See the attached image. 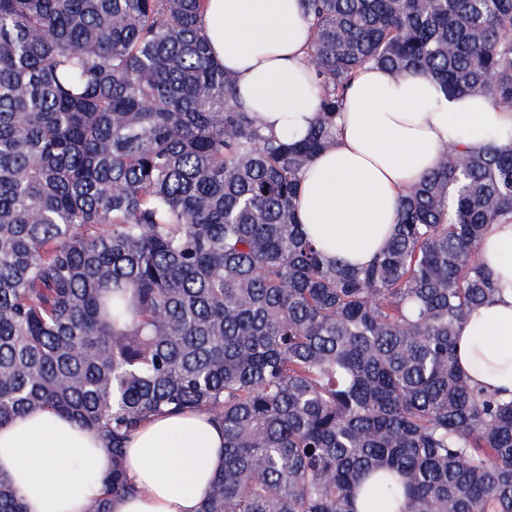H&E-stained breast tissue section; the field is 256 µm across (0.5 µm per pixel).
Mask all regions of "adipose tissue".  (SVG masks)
<instances>
[{
	"instance_id": "ef3b65f1",
	"label": "adipose tissue",
	"mask_w": 512,
	"mask_h": 512,
	"mask_svg": "<svg viewBox=\"0 0 512 512\" xmlns=\"http://www.w3.org/2000/svg\"><path fill=\"white\" fill-rule=\"evenodd\" d=\"M203 32L212 57L234 78L239 103L267 133L305 136L317 120V91L301 0H207ZM335 140L306 164L298 197L303 231L328 258L353 266L382 251L407 191L447 147L471 152L492 136L512 141V108L445 96L427 73L395 75L368 65L337 117ZM478 256L497 288L472 310L457 339L460 368L489 390L512 396V221L490 225ZM224 460V430L205 412L151 416L126 446L132 495L107 498L110 512H198ZM108 465L96 432L50 409L0 428V473L24 497L26 512H85L106 498Z\"/></svg>"
}]
</instances>
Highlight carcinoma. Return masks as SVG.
I'll return each mask as SVG.
<instances>
[{"instance_id":"1","label":"carcinoma","mask_w":512,"mask_h":512,"mask_svg":"<svg viewBox=\"0 0 512 512\" xmlns=\"http://www.w3.org/2000/svg\"><path fill=\"white\" fill-rule=\"evenodd\" d=\"M302 2L318 118L290 141L236 100L206 0H0V427L96 431L116 496L150 416L206 412L199 512H512V401L455 360L512 142L445 149L365 267L297 219L362 67L512 108V0ZM0 512H26L2 474Z\"/></svg>"}]
</instances>
